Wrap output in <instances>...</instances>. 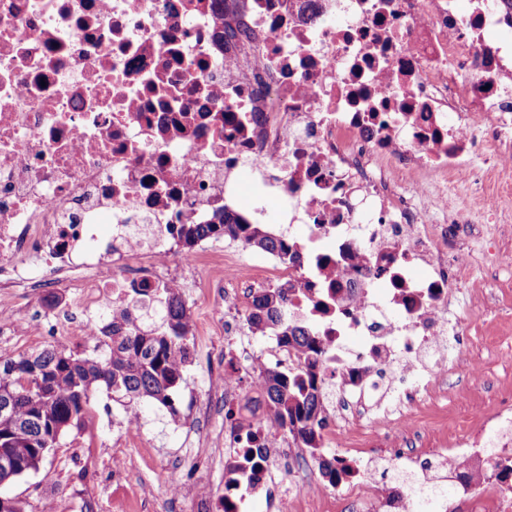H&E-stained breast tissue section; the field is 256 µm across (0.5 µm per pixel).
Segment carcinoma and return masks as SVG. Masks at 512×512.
I'll return each mask as SVG.
<instances>
[{
    "label": "carcinoma",
    "instance_id": "carcinoma-1",
    "mask_svg": "<svg viewBox=\"0 0 512 512\" xmlns=\"http://www.w3.org/2000/svg\"><path fill=\"white\" fill-rule=\"evenodd\" d=\"M224 237L262 252H275L288 260V246L264 224H252L240 215H224L219 224H180L177 242L186 249L204 238ZM150 295L153 317L119 313L103 329L100 354L79 358L54 345L16 359L0 360V401L13 393L9 418H0V448L29 473L39 469L48 449L72 427L81 426L90 394L103 386L137 412L140 403L156 400L162 405L183 379L189 358L191 320L177 289L135 288ZM284 289L260 291L253 300L248 325L252 335L264 334L268 320L277 313ZM281 339L305 355L316 356L319 345L306 328L285 325ZM269 419L300 440L310 454L320 452L318 429L325 400L314 368L285 372L265 367L258 373Z\"/></svg>",
    "mask_w": 512,
    "mask_h": 512
}]
</instances>
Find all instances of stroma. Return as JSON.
Wrapping results in <instances>:
<instances>
[{"mask_svg":"<svg viewBox=\"0 0 512 512\" xmlns=\"http://www.w3.org/2000/svg\"><path fill=\"white\" fill-rule=\"evenodd\" d=\"M64 301V288H14L0 283V312L17 308L50 312V298ZM224 331L215 329L191 346L183 380L176 390L178 415L158 402L141 406L143 439L128 446L116 422L124 412L106 388L90 398L86 425L72 428L46 455L38 471L15 478L0 493L19 501L23 512H197L203 502L224 493V400L214 381L224 371ZM203 424L200 444H192L190 427ZM121 454L119 475L103 459ZM182 484L179 496L168 493Z\"/></svg>","mask_w":512,"mask_h":512,"instance_id":"1","label":"stroma"}]
</instances>
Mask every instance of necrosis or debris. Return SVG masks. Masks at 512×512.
Instances as JSON below:
<instances>
[{"label":"necrosis or debris","instance_id":"1","mask_svg":"<svg viewBox=\"0 0 512 512\" xmlns=\"http://www.w3.org/2000/svg\"><path fill=\"white\" fill-rule=\"evenodd\" d=\"M228 22L245 41L225 38ZM245 171L307 225L303 238L272 226L294 262L267 252L246 265L210 239L174 251L178 224L268 222L262 196L239 205ZM494 178L512 180L503 0H0V277L71 292L48 317L1 314L0 331L23 346L49 332L89 344L109 310L143 312L132 286L163 285L175 267L202 293L198 337L220 326L235 346L218 378L225 409L238 410L245 372L304 362L244 339L258 291L287 286L283 314L320 345V439L351 474L329 481L256 413L224 427L239 481L222 512H250L285 471L303 512H512V473L495 466L512 457V396L477 407L465 437L419 428L449 367L493 383L458 339L512 301V251L483 247L499 286L476 314L448 306L481 223L512 222L486 192ZM105 214L114 231L101 240ZM382 449L422 483L382 486ZM439 473L455 505L426 498Z\"/></svg>","mask_w":512,"mask_h":512}]
</instances>
